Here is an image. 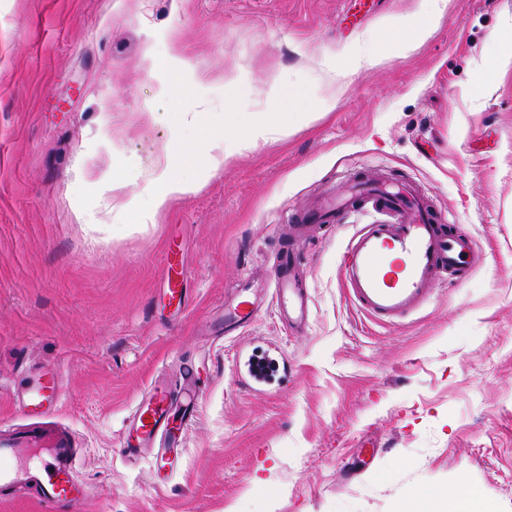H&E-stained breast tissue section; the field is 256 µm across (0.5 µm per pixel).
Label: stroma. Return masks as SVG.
Returning <instances> with one entry per match:
<instances>
[{"instance_id":"35a3bbf8","label":"stroma","mask_w":512,"mask_h":512,"mask_svg":"<svg viewBox=\"0 0 512 512\" xmlns=\"http://www.w3.org/2000/svg\"><path fill=\"white\" fill-rule=\"evenodd\" d=\"M447 2L426 40L389 53L383 29L432 0H0V427L59 375L39 423L77 437L80 512H402L425 490L444 512L452 487L512 512V0ZM191 111L227 137L219 169ZM271 112L287 135L238 149L235 130ZM165 168L196 189L138 223ZM379 173L473 235L468 278L392 322L360 311L340 256L392 219L360 204L301 243L305 329L269 297L213 339L289 224ZM259 350L287 361L282 387L239 373ZM186 361L201 407L181 447L161 471L125 461L135 404Z\"/></svg>"}]
</instances>
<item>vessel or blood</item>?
<instances>
[{"instance_id":"vessel-or-blood-1","label":"vessel or blood","mask_w":512,"mask_h":512,"mask_svg":"<svg viewBox=\"0 0 512 512\" xmlns=\"http://www.w3.org/2000/svg\"><path fill=\"white\" fill-rule=\"evenodd\" d=\"M368 200L401 217L397 224H364L351 238L341 260L346 286L359 307L377 318L394 319L425 305L439 278L463 282L472 265L475 246L465 231L439 223L407 188L373 184L357 190ZM299 253H282L273 268L269 286L280 316L301 327L309 318L307 292L299 288ZM260 305L258 292L244 289L225 301L216 332L224 337L249 327ZM194 380L182 369L178 388L152 387L133 411L120 443L124 458L138 457L157 437L169 436L175 425H187L198 411L188 394ZM60 379L40 387L29 398L28 413L43 416L55 408ZM77 450L71 435L41 430L20 432L0 440V488L31 486L35 498L57 512H76L87 499L85 483L72 477Z\"/></svg>"}]
</instances>
